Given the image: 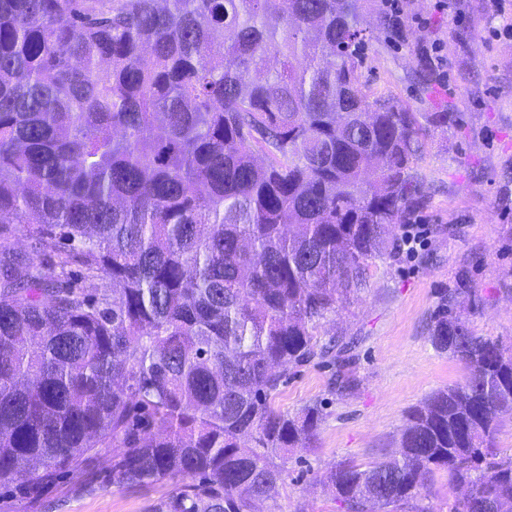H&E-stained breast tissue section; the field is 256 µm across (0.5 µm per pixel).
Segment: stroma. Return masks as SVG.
I'll list each match as a JSON object with an SVG mask.
<instances>
[{"instance_id": "35a3bbf8", "label": "stroma", "mask_w": 512, "mask_h": 512, "mask_svg": "<svg viewBox=\"0 0 512 512\" xmlns=\"http://www.w3.org/2000/svg\"><path fill=\"white\" fill-rule=\"evenodd\" d=\"M401 38L382 23L383 0H369L370 32L362 80L375 93L417 112H453L448 132L429 131L415 164L424 205L393 235L417 238L414 250L376 261L367 288L325 322L322 334L345 332L357 340V386L338 396L334 368L313 361L291 369L274 405L297 414L321 401L324 415L309 447L297 448L278 495L256 512H342L334 494L315 477L331 464L368 462L396 451L409 412L438 389L459 384L466 370L429 342L437 293L466 280L483 304L471 326L512 349V36L487 0H458L449 23L437 0H399ZM111 449L27 498L0 489V512H158L174 492L167 479L147 486H103L88 479L101 471Z\"/></svg>"}]
</instances>
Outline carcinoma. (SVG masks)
<instances>
[{"label": "carcinoma", "instance_id": "1", "mask_svg": "<svg viewBox=\"0 0 512 512\" xmlns=\"http://www.w3.org/2000/svg\"><path fill=\"white\" fill-rule=\"evenodd\" d=\"M367 2L0 0V487L34 498L102 448L112 485L181 481L162 512L285 484L323 407L272 398L315 359L354 389L352 342L320 329L423 201L426 129L361 82ZM463 298L437 295L429 336L463 382L394 454L317 477L344 512H434L440 469L450 512H512V352ZM456 496L458 492L448 487L447 477L443 473H437L425 503H428L435 512H448V507Z\"/></svg>", "mask_w": 512, "mask_h": 512}]
</instances>
